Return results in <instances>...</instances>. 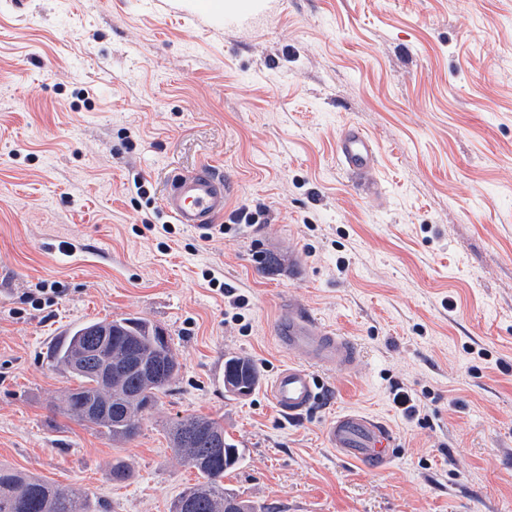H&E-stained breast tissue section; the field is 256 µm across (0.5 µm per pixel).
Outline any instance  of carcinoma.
<instances>
[{
  "label": "carcinoma",
  "instance_id": "cac0c4a2",
  "mask_svg": "<svg viewBox=\"0 0 512 512\" xmlns=\"http://www.w3.org/2000/svg\"><path fill=\"white\" fill-rule=\"evenodd\" d=\"M109 325L120 335L110 336L112 378L103 385L93 365H72L78 348L97 326ZM162 329L144 318L98 320L75 327L56 344L50 358L53 365L77 381L65 395V410L84 425L99 429L115 443L126 442L140 431L149 411L158 402L178 372V362L170 341L160 337ZM259 382L253 362L242 356L224 361V383L245 396ZM108 404L111 413L92 418L87 407ZM177 456L197 470L200 480L182 490L173 500L170 512L178 506L189 512H224V501L239 494L224 486V474L243 460V449L224 435V425L207 416L188 415L177 420L169 431ZM0 512H88L83 495L18 470L0 467Z\"/></svg>",
  "mask_w": 512,
  "mask_h": 512
}]
</instances>
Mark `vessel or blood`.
<instances>
[{
  "label": "vessel or blood",
  "mask_w": 512,
  "mask_h": 512,
  "mask_svg": "<svg viewBox=\"0 0 512 512\" xmlns=\"http://www.w3.org/2000/svg\"><path fill=\"white\" fill-rule=\"evenodd\" d=\"M336 158L343 171L359 177L371 195H383L381 184L371 179L377 148L364 129L354 124L344 127L336 143ZM230 199V186L223 175L203 164L191 171L172 173L161 205L175 223L203 232L223 218ZM277 337L296 360L274 376L269 396L281 413L295 419L323 396L315 369L350 365L356 351L348 340L293 305L279 325ZM327 438L345 456L375 465L384 462L390 449L398 445L385 422L357 413L337 416L327 428Z\"/></svg>",
  "instance_id": "b4317fda"
}]
</instances>
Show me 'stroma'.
<instances>
[{
	"label": "stroma",
	"instance_id": "obj_1",
	"mask_svg": "<svg viewBox=\"0 0 512 512\" xmlns=\"http://www.w3.org/2000/svg\"><path fill=\"white\" fill-rule=\"evenodd\" d=\"M212 2L0 0V465L90 512H169L197 472L167 427L199 414L245 450L225 486L272 512H512V0ZM350 122L384 197L337 164ZM202 163L259 224L163 232L170 173ZM55 283L54 305L23 303ZM292 303L358 349L293 421L268 393ZM127 317L179 371L116 444L63 412L75 382L49 352ZM229 356L256 365L250 395L225 393ZM342 411L388 424L387 467L329 447Z\"/></svg>",
	"mask_w": 512,
	"mask_h": 512
}]
</instances>
